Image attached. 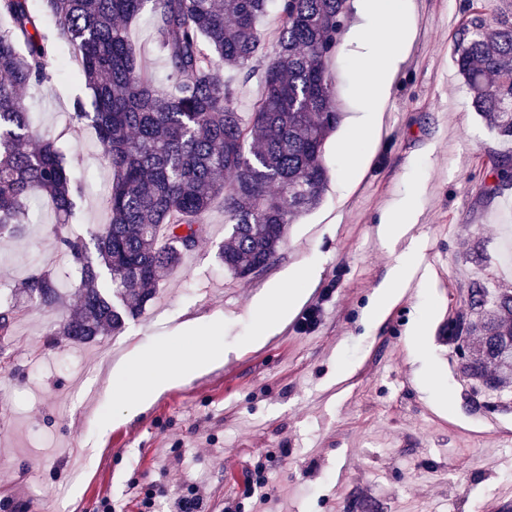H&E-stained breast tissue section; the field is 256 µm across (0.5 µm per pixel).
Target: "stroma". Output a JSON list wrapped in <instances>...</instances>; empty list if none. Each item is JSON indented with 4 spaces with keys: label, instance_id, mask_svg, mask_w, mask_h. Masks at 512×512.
I'll list each match as a JSON object with an SVG mask.
<instances>
[{
    "label": "stroma",
    "instance_id": "obj_1",
    "mask_svg": "<svg viewBox=\"0 0 512 512\" xmlns=\"http://www.w3.org/2000/svg\"><path fill=\"white\" fill-rule=\"evenodd\" d=\"M462 0H411L412 36L395 75L374 144L351 143L347 121L356 106L352 56L340 43L329 63L342 120L325 146L328 184L319 206L287 228L278 260L246 282L217 257L224 207L205 217L208 235L161 285L122 334L77 347L48 344L62 311L24 308L14 336L0 343V512H140L141 499L169 468L158 512H172L191 484L204 488L208 512H344L351 497L372 512H496L512 488V411L479 414L465 405L450 347L441 339L463 304L468 280L488 278L512 289V189L484 197L494 156L512 153L471 107L454 63V32ZM128 36L160 87L169 67L156 45L150 11ZM90 100L84 81L50 69L23 94L39 134L69 150L83 188L71 229L87 234L107 221L101 186L112 171L94 129L70 120L75 99ZM365 164L350 192L348 151ZM411 208L410 234L387 244L376 232L383 213ZM55 213H29L25 232L0 238V300L29 273L55 270L67 286L69 264L50 228ZM427 270L378 325L363 322L374 290L406 252ZM311 262L319 277L307 304L332 294L310 332L289 319L254 347L252 306L268 284L294 265ZM216 320L224 328V362L177 385L135 418L100 434L98 418L113 404L99 394H70L72 378H106L135 349L194 347L174 338L184 322ZM263 480L270 500L247 494Z\"/></svg>",
    "mask_w": 512,
    "mask_h": 512
}]
</instances>
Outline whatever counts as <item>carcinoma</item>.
Returning a JSON list of instances; mask_svg holds the SVG:
<instances>
[{
    "instance_id": "cac0c4a2",
    "label": "carcinoma",
    "mask_w": 512,
    "mask_h": 512,
    "mask_svg": "<svg viewBox=\"0 0 512 512\" xmlns=\"http://www.w3.org/2000/svg\"><path fill=\"white\" fill-rule=\"evenodd\" d=\"M152 2L157 41L174 91L156 85L132 46L126 23ZM55 18L45 28L32 0H0V238L23 232L30 203L46 197L51 232L79 284L64 290L50 269H37L20 292L48 311L74 313L50 333L74 345L119 335L141 315L165 277L207 234L204 216L224 200L220 258L235 278L250 280L275 262L287 225L317 207L326 185L324 146L337 112L328 64L340 45L349 0H40ZM275 16V56L259 71V26ZM455 66L471 106L512 139V0H468L455 32ZM63 47L92 93L93 111L73 102L72 118L90 122L112 168L109 222L85 237L69 230L80 186L57 141L34 133L21 89L48 78ZM233 71L257 77L262 94L249 118L235 107ZM483 193L512 185V158L493 162ZM112 293L99 288L101 270ZM486 282L473 279L465 307L448 319L453 351L474 412L512 408V292L487 304ZM20 309L0 306V336L14 335Z\"/></svg>"
}]
</instances>
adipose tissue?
<instances>
[{"label":"adipose tissue","mask_w":512,"mask_h":512,"mask_svg":"<svg viewBox=\"0 0 512 512\" xmlns=\"http://www.w3.org/2000/svg\"><path fill=\"white\" fill-rule=\"evenodd\" d=\"M360 22L350 31V38L360 46L353 63L358 116L352 126V138L366 141L377 128L380 114L390 100L393 77L403 59V51L411 35L412 16L407 0H357ZM388 32L384 41H374L372 30ZM413 279L409 257H402L389 276L379 285L365 310L368 320L383 321L389 309L404 295ZM306 299L304 291L272 285L255 302L262 318L251 338L260 346L278 333ZM192 331L201 339L198 347L168 357L167 349L157 346L136 350L112 368L111 378L101 389L104 399L118 403L115 418L99 421L101 432H109L113 422L135 419L151 402L169 388L203 373L224 361V338L218 326L192 324ZM133 378L134 388L123 382Z\"/></svg>","instance_id":"obj_1"}]
</instances>
